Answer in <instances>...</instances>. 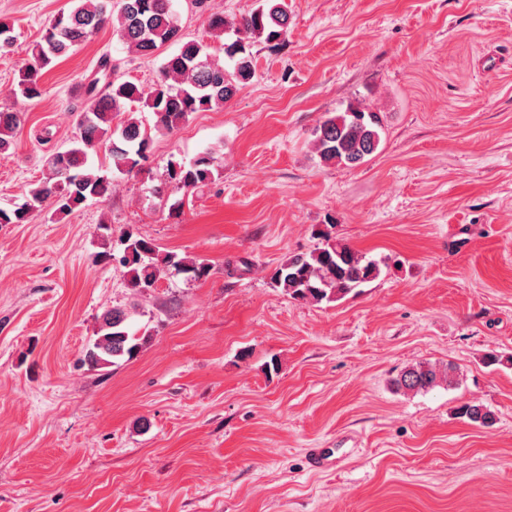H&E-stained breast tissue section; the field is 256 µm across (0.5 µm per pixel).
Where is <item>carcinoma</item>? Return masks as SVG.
<instances>
[{
  "instance_id": "carcinoma-1",
  "label": "carcinoma",
  "mask_w": 512,
  "mask_h": 512,
  "mask_svg": "<svg viewBox=\"0 0 512 512\" xmlns=\"http://www.w3.org/2000/svg\"><path fill=\"white\" fill-rule=\"evenodd\" d=\"M68 15H60L30 48V58L20 70L15 95L26 101L41 96L42 70L86 42L98 29L112 28V36L140 56H152L170 43L178 51L164 59L156 79L147 87L115 77L110 60L102 59L100 79L85 88L88 103L80 113L78 134L69 149L45 160L46 176L28 191L25 201L12 209L0 208V224H24L30 213L48 202L57 213H69L89 198L112 193L114 174H138L145 169L154 135L179 129L195 112L219 108L230 101L256 74V60L249 41L283 44L289 32L286 0H259L258 6L240 19L214 14L209 20L212 35L218 39L233 32L237 39L221 44L231 60V68L213 52L214 46L197 40H183L172 11V0H75ZM148 111L153 125L147 127L132 116ZM23 113L0 109V152L8 150L10 138L22 121ZM384 126L380 113L349 106L330 113L314 130L316 152L326 165L355 167L367 162L382 142ZM108 144V166L92 169L89 157L99 146ZM214 160L203 153L189 162H170L166 180L186 190H195L213 179ZM322 245L307 253L289 256L270 276V286L289 298L316 305L337 302L374 281L381 274L379 261L366 253L321 234ZM115 257L124 269L128 286L143 293L155 286L170 270L208 275L209 266L175 253L160 252L154 243L127 232L119 239ZM129 310L114 307L102 317L99 331L85 352L84 362L93 368L131 361L137 357L146 337L129 331ZM458 383L453 365L438 366L419 362L402 370L392 384L405 394L427 392L437 386ZM455 415L469 423L488 427L495 413L487 406L470 401L458 406Z\"/></svg>"
}]
</instances>
